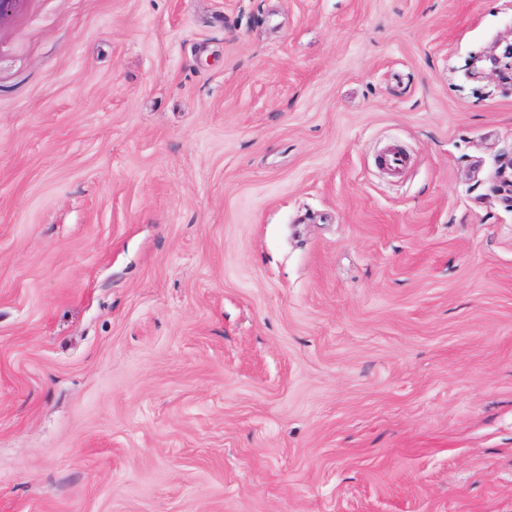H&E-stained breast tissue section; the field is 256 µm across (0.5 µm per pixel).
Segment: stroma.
Instances as JSON below:
<instances>
[{
  "mask_svg": "<svg viewBox=\"0 0 512 512\" xmlns=\"http://www.w3.org/2000/svg\"><path fill=\"white\" fill-rule=\"evenodd\" d=\"M506 43L512 0H9L0 512H512Z\"/></svg>",
  "mask_w": 512,
  "mask_h": 512,
  "instance_id": "obj_1",
  "label": "stroma"
}]
</instances>
